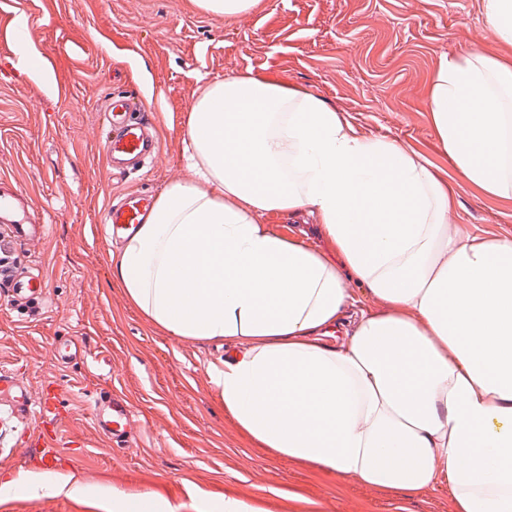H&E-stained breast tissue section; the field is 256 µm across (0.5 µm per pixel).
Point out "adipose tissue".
<instances>
[{
	"label": "adipose tissue",
	"mask_w": 512,
	"mask_h": 512,
	"mask_svg": "<svg viewBox=\"0 0 512 512\" xmlns=\"http://www.w3.org/2000/svg\"><path fill=\"white\" fill-rule=\"evenodd\" d=\"M506 93L512 63L471 51L442 60L429 107L455 170L509 199ZM184 159L192 180L165 187L112 276L169 334L233 346L207 375L238 428L343 479L512 512V240L462 234L407 146L249 73L203 88ZM301 211L335 259L262 222ZM358 286L372 308L347 328Z\"/></svg>",
	"instance_id": "adipose-tissue-1"
}]
</instances>
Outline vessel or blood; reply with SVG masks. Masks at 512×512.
Instances as JSON below:
<instances>
[{"label": "vessel or blood", "mask_w": 512, "mask_h": 512, "mask_svg": "<svg viewBox=\"0 0 512 512\" xmlns=\"http://www.w3.org/2000/svg\"><path fill=\"white\" fill-rule=\"evenodd\" d=\"M102 155L108 168L123 171L142 169L159 151L149 132L142 100L134 95L112 94L103 109L100 129ZM22 199L0 180V286L5 287L17 307L35 312L46 296L42 273L22 269L15 257L19 244L39 241L46 233L43 224H20L14 219ZM154 197L134 192L119 203L109 205L101 222L108 237L127 239L145 222ZM63 408L55 391L32 396L27 383L18 375L0 371V443L23 435L25 443L40 449L45 468H52L59 452L56 448L57 423ZM134 416L129 403L115 395L97 403L95 424L109 434L113 443L125 445L133 438Z\"/></svg>", "instance_id": "b4317fda"}]
</instances>
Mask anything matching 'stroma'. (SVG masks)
Returning a JSON list of instances; mask_svg holds the SVG:
<instances>
[{"mask_svg": "<svg viewBox=\"0 0 512 512\" xmlns=\"http://www.w3.org/2000/svg\"><path fill=\"white\" fill-rule=\"evenodd\" d=\"M486 0H254L228 19L195 0H0V178L30 202L48 231L16 257L45 275L35 315L0 287V369L32 393L55 383L65 414L54 471L77 494H0V512H113L114 494L151 496L150 512H198L234 497L260 512H456L447 490L411 497L279 458L242 434L206 367L223 341L180 338L148 320L112 277L100 234L108 203L161 193L192 179L183 157L187 115L201 89L252 73L320 95L359 135L389 139L425 158L453 185V221L467 235L512 239V198L484 194L442 151L429 112L440 62L469 51L512 61V42L485 24ZM31 53L41 71L17 66ZM138 95L159 140L143 171L110 175L97 138L106 99ZM70 338L81 358L57 363ZM124 394L132 447H111L94 427L95 403ZM299 494L300 502L290 501Z\"/></svg>", "mask_w": 512, "mask_h": 512, "instance_id": "stroma-1", "label": "stroma"}]
</instances>
